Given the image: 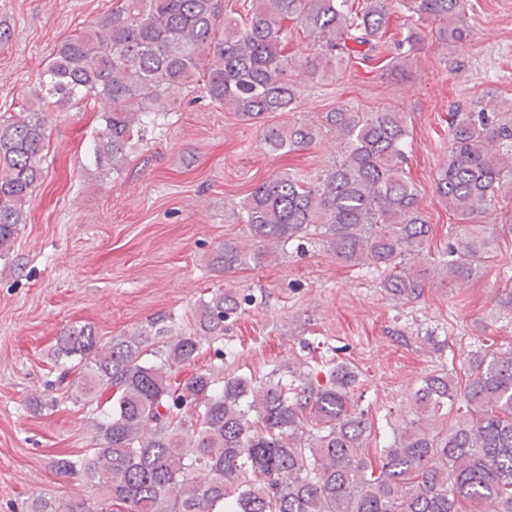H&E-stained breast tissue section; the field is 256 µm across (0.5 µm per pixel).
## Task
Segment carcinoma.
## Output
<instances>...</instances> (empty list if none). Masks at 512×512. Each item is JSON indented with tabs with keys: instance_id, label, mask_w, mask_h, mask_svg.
Wrapping results in <instances>:
<instances>
[{
	"instance_id": "carcinoma-1",
	"label": "carcinoma",
	"mask_w": 512,
	"mask_h": 512,
	"mask_svg": "<svg viewBox=\"0 0 512 512\" xmlns=\"http://www.w3.org/2000/svg\"><path fill=\"white\" fill-rule=\"evenodd\" d=\"M247 23L223 13L221 0H121L90 29L58 45L40 77L39 108L0 113V255L10 251L26 204L44 173L47 113L100 101L93 138L98 170L121 174L142 131L167 111L173 94L202 88L211 103L244 121L290 112L300 85L336 76L344 60H374L396 11L413 50L422 26L443 44L463 38L468 0H254ZM294 21L319 51L303 60L285 52L284 23ZM336 135L340 157L315 181L281 173L259 184L226 217L246 224L245 241H226L210 263L230 273L277 261L287 245L322 237L351 266L370 260L383 286L418 299L431 270L472 277L512 224H486L512 193V104L473 99L448 112V159L438 197L458 224L438 261L423 266L432 235L405 172V117L388 109L339 108L314 121L264 127L263 147L288 154ZM252 298L216 292L200 303L203 335L224 334ZM152 321L104 341L90 325L60 333L53 351L57 383L75 403L112 395L95 423L94 447L57 459L60 475L81 473L101 499L33 500L31 512H512V345L470 353L467 373L428 374L413 394L415 420L386 430L358 403V374L341 362L286 380L173 372L197 358V332L155 338ZM325 375L320 381L319 374ZM379 437L370 452L369 437Z\"/></svg>"
}]
</instances>
